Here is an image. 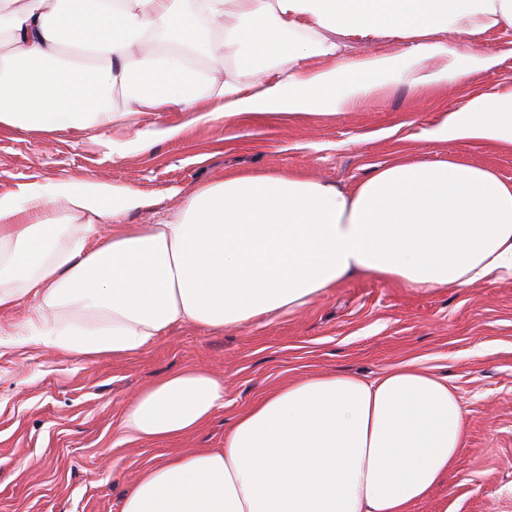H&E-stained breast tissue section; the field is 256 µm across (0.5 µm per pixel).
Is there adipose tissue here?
<instances>
[{"label":"adipose tissue","instance_id":"obj_1","mask_svg":"<svg viewBox=\"0 0 512 512\" xmlns=\"http://www.w3.org/2000/svg\"><path fill=\"white\" fill-rule=\"evenodd\" d=\"M502 26L512 0H0V133L186 113L160 129L173 138L219 118L338 110L379 77L447 82L448 45L431 34ZM347 37L401 51L344 61ZM224 56L222 79L209 63ZM429 136L512 146V90L445 112ZM143 205L103 178L0 194V312L31 305L20 343L126 358L173 326L270 319L356 275L423 291L512 278V182L454 159L398 158L344 190L300 172L236 176L158 223H127ZM223 406V378L187 367L145 388L119 430L174 437ZM463 441L457 395L413 363L371 381L316 374L243 409L223 447L146 470L123 512H407Z\"/></svg>","mask_w":512,"mask_h":512}]
</instances>
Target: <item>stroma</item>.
I'll return each mask as SVG.
<instances>
[{
    "instance_id": "35a3bbf8",
    "label": "stroma",
    "mask_w": 512,
    "mask_h": 512,
    "mask_svg": "<svg viewBox=\"0 0 512 512\" xmlns=\"http://www.w3.org/2000/svg\"><path fill=\"white\" fill-rule=\"evenodd\" d=\"M448 47L498 63L443 85L382 79L364 100L337 111L239 122L231 140L223 120L201 123L121 158L113 157V142L179 123L182 113L137 115L105 133L0 134V193L27 182L104 176L145 200L127 223L152 224L180 199L234 174L300 169L346 188L400 155L421 162L456 156L512 181V148L425 136L443 112L512 89V27L473 41L452 38ZM28 309L0 312V512H123L138 475L171 455L223 447L235 415L286 383L338 370L371 380L408 361L447 377L465 428L454 468L409 512H512L511 278L423 292L355 277L273 321L221 333L176 326L148 351L120 360L16 345L12 333ZM184 367L223 378V409L178 438L122 440L118 424L138 392Z\"/></svg>"
}]
</instances>
